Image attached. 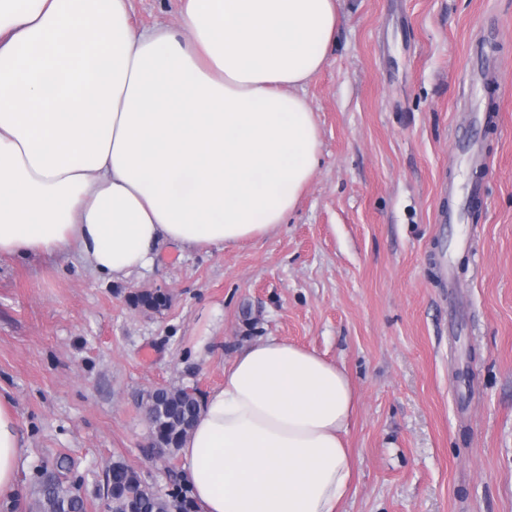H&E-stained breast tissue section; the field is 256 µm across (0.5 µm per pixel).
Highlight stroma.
<instances>
[{"label": "stroma", "instance_id": "obj_1", "mask_svg": "<svg viewBox=\"0 0 512 512\" xmlns=\"http://www.w3.org/2000/svg\"><path fill=\"white\" fill-rule=\"evenodd\" d=\"M180 29L183 0H132ZM485 70L491 90L472 89ZM320 163L271 237L94 277L76 255L0 259V396L19 419L17 492L68 458L88 512L113 461L172 491L143 403L205 397L245 346L276 336L345 368L353 489L340 512H512V0H341L338 43L304 87ZM484 158L468 207L469 152ZM463 215L440 223L441 211ZM158 291L157 309L133 297Z\"/></svg>", "mask_w": 512, "mask_h": 512}]
</instances>
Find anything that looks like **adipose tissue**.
<instances>
[{
  "instance_id": "ef3b65f1",
  "label": "adipose tissue",
  "mask_w": 512,
  "mask_h": 512,
  "mask_svg": "<svg viewBox=\"0 0 512 512\" xmlns=\"http://www.w3.org/2000/svg\"><path fill=\"white\" fill-rule=\"evenodd\" d=\"M340 0H185L182 32L129 0H0V258H86L120 280L156 248L274 234L320 157L299 90L337 41ZM356 406L343 367L268 337L236 354L183 441L203 512H339ZM19 423L0 399V498Z\"/></svg>"
}]
</instances>
